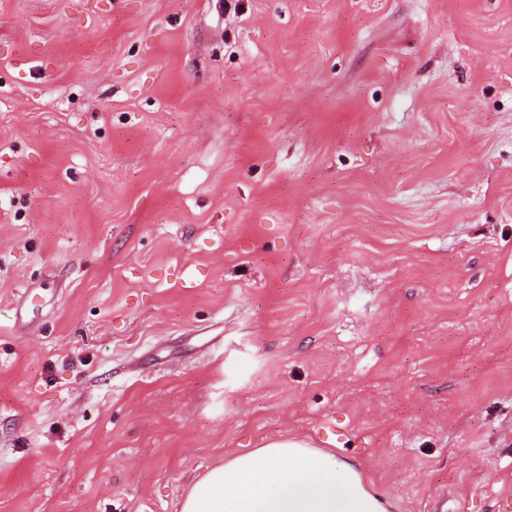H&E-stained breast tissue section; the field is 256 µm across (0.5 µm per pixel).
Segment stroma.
I'll list each match as a JSON object with an SVG mask.
<instances>
[{
    "mask_svg": "<svg viewBox=\"0 0 512 512\" xmlns=\"http://www.w3.org/2000/svg\"><path fill=\"white\" fill-rule=\"evenodd\" d=\"M287 434L512 503V0H0V512Z\"/></svg>",
    "mask_w": 512,
    "mask_h": 512,
    "instance_id": "obj_1",
    "label": "stroma"
}]
</instances>
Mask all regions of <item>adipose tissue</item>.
Here are the masks:
<instances>
[{
	"mask_svg": "<svg viewBox=\"0 0 512 512\" xmlns=\"http://www.w3.org/2000/svg\"><path fill=\"white\" fill-rule=\"evenodd\" d=\"M180 512H389L359 465L282 437L208 468Z\"/></svg>",
	"mask_w": 512,
	"mask_h": 512,
	"instance_id": "ef3b65f1",
	"label": "adipose tissue"
}]
</instances>
